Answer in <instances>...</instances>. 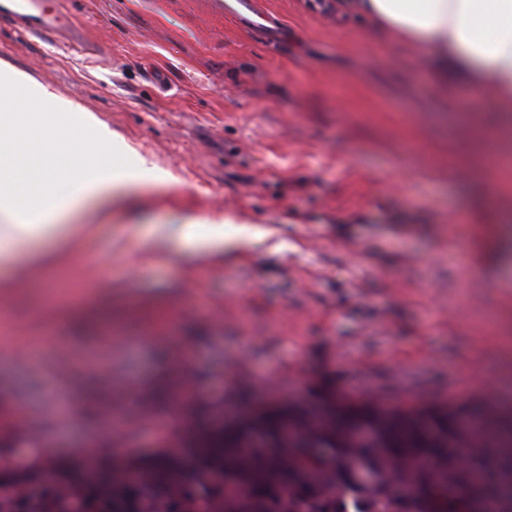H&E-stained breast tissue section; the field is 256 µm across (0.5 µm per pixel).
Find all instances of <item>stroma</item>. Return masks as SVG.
I'll return each mask as SVG.
<instances>
[{
  "label": "stroma",
  "instance_id": "1",
  "mask_svg": "<svg viewBox=\"0 0 512 512\" xmlns=\"http://www.w3.org/2000/svg\"><path fill=\"white\" fill-rule=\"evenodd\" d=\"M256 2L268 31L234 0H64L94 62L0 30V60L174 177L65 264L0 270V467L32 441L117 464L177 445L178 399L475 409L512 375V223L482 174L512 114L462 84L440 99L336 0ZM187 218L225 220L233 248L170 237Z\"/></svg>",
  "mask_w": 512,
  "mask_h": 512
}]
</instances>
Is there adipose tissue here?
Wrapping results in <instances>:
<instances>
[{"mask_svg": "<svg viewBox=\"0 0 512 512\" xmlns=\"http://www.w3.org/2000/svg\"><path fill=\"white\" fill-rule=\"evenodd\" d=\"M351 7L391 41L418 49L438 83L459 77L490 90L495 110L512 112V0H353ZM7 88L39 102L47 123L29 129L23 111L0 123V168L9 173L0 183V241L35 243L85 204L108 210L120 191L171 182L170 172L146 160L113 165L123 145L107 123L1 60L0 91ZM75 144L85 152L79 166L64 162Z\"/></svg>", "mask_w": 512, "mask_h": 512, "instance_id": "obj_1", "label": "adipose tissue"}]
</instances>
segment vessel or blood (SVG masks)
<instances>
[{
  "label": "vessel or blood",
  "mask_w": 512,
  "mask_h": 512,
  "mask_svg": "<svg viewBox=\"0 0 512 512\" xmlns=\"http://www.w3.org/2000/svg\"><path fill=\"white\" fill-rule=\"evenodd\" d=\"M0 21L19 33L37 39H49L67 33L80 52L90 46L77 35V28L61 0H0Z\"/></svg>",
  "instance_id": "vessel-or-blood-1"
}]
</instances>
